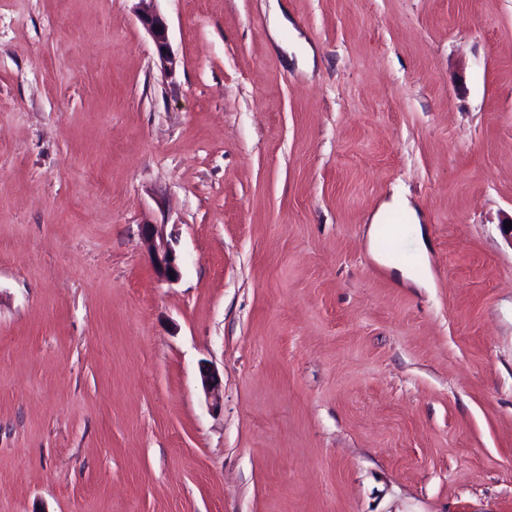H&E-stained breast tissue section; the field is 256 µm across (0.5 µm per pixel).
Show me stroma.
<instances>
[{
	"mask_svg": "<svg viewBox=\"0 0 512 512\" xmlns=\"http://www.w3.org/2000/svg\"><path fill=\"white\" fill-rule=\"evenodd\" d=\"M135 6L0 0V512H512V0ZM136 1L139 2L138 20L152 39L161 67L164 71H173L177 62L171 51L166 19L151 6L155 0ZM392 212H399L407 215L413 225V233L416 236L418 245L420 246V252L425 253L427 251V245L424 240L423 231L419 224L416 210L411 207L410 203L406 199H395L392 203L383 205L374 217L373 223L370 225L368 230V242L370 249L378 256L375 247L378 239L386 232V224H384L386 216ZM164 224H142L141 232L151 253V261L156 276L168 282L176 281L180 275L176 250L164 232ZM174 273V277H171Z\"/></svg>",
	"mask_w": 512,
	"mask_h": 512,
	"instance_id": "stroma-1",
	"label": "stroma"
}]
</instances>
